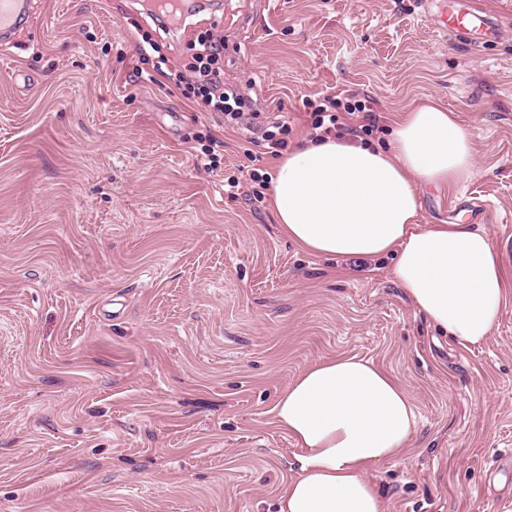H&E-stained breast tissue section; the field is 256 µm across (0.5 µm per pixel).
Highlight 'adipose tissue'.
Listing matches in <instances>:
<instances>
[{
  "instance_id": "obj_1",
  "label": "adipose tissue",
  "mask_w": 512,
  "mask_h": 512,
  "mask_svg": "<svg viewBox=\"0 0 512 512\" xmlns=\"http://www.w3.org/2000/svg\"><path fill=\"white\" fill-rule=\"evenodd\" d=\"M473 143L454 113L426 99L400 112L389 149L333 136L301 145L270 176L276 222L315 256L394 255L390 275L418 313L460 343H483L506 299L500 253L470 225L418 221L423 188L470 174ZM273 414L300 450L278 512H385L368 474L412 444L419 421L386 369L349 354L321 360L288 383Z\"/></svg>"
}]
</instances>
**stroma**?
<instances>
[{
	"mask_svg": "<svg viewBox=\"0 0 512 512\" xmlns=\"http://www.w3.org/2000/svg\"><path fill=\"white\" fill-rule=\"evenodd\" d=\"M473 47L416 0H184L183 69L228 36L224 80L259 114L224 128L175 87L135 80L141 0H28L0 47V512H276L297 448L273 422L302 370L355 354L414 399L415 442L373 478L386 512H512V295L463 345L391 278L392 257L322 258L269 203L228 196L262 132L308 141L304 100L398 113L438 100L475 132L472 173L424 188V224L487 233L512 277V0ZM224 141L214 171L190 140Z\"/></svg>",
	"mask_w": 512,
	"mask_h": 512,
	"instance_id": "stroma-1",
	"label": "stroma"
}]
</instances>
